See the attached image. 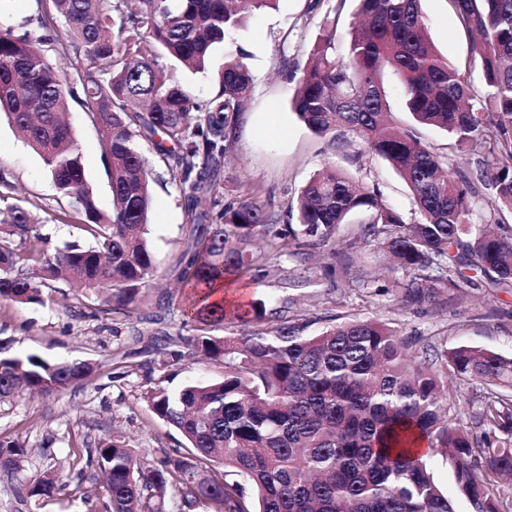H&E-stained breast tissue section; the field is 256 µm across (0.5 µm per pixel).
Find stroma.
<instances>
[{"mask_svg":"<svg viewBox=\"0 0 512 512\" xmlns=\"http://www.w3.org/2000/svg\"><path fill=\"white\" fill-rule=\"evenodd\" d=\"M421 8L439 51L464 73L473 93L482 95L484 80L472 61L471 41L459 29L449 0H422ZM358 9V0H279L277 9L255 15L235 34L234 46L250 55L253 82L239 118L240 136L224 168L225 198L253 191L283 224L299 189L330 163L354 173L366 185L378 186L386 203L406 223L417 221L407 185L385 160L363 152L356 141L331 148L291 109L300 67L323 27L335 23L336 50L344 52ZM44 11V0H0V26L19 37L38 38L44 34L40 25ZM67 118L97 206L110 212L112 194L97 129L78 103H71ZM419 136L435 151L451 152L479 192L474 221L485 223L493 189L484 176L480 149L449 151L447 134L435 128H420ZM141 149L156 177L149 232L155 287L148 301L129 315L102 314L94 295L64 280L47 284L39 304L0 301V339L12 340L14 350L58 361L86 360L96 366L82 387L43 394L20 387L0 398V439L19 441L28 449L26 477L35 479L51 471L60 484L52 499L35 501L21 497L16 478L0 470V512H102L106 495L97 479L95 449L113 430L122 431L152 461L185 447L180 434L152 412L144 394L173 381L167 371L158 370L163 355L149 336L159 330L175 336L182 330L180 306H167L163 294L178 289L174 266L188 217L165 161L152 145L142 144ZM0 173L9 177L17 197L40 219L37 236L22 241L24 250L39 248L42 235L58 246L85 242L81 215L56 221L66 200L59 196L41 157L3 116ZM366 221V214L356 213L344 224L341 257L332 278L325 274L320 258L283 254L277 237H264L262 248L277 254L279 261L255 272L256 284L248 299L264 300L271 312L290 305L308 335L333 323L378 318L402 335L434 338L442 349L468 344L512 354V288L489 294L468 285L445 295L437 306L398 308L396 285L406 277L392 270L378 243L355 240L359 225Z\"/></svg>","mask_w":512,"mask_h":512,"instance_id":"35a3bbf8","label":"stroma"}]
</instances>
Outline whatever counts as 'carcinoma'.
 Returning a JSON list of instances; mask_svg holds the SVG:
<instances>
[{"mask_svg":"<svg viewBox=\"0 0 512 512\" xmlns=\"http://www.w3.org/2000/svg\"><path fill=\"white\" fill-rule=\"evenodd\" d=\"M40 20L67 22L65 41L20 38L0 28V111L19 129L71 206L84 215L91 246L66 243L22 253L8 245L24 238L35 219L19 203L0 223V300L41 304L42 287L67 279L100 298L107 311L137 307L153 287L154 258L147 234L153 171L138 148L150 142L179 184L189 217L177 282L185 296L183 325L194 334L168 339L188 351L165 352L162 367L190 354L224 361L220 381H190L146 393L153 412L187 441L191 452L157 462L112 434L95 448L105 512H165L164 487L177 485L179 512H454L428 461L413 453L415 437L449 452L458 492L470 512H505L493 491L512 482V356L479 346L440 351L403 336L379 319L346 321L305 336L289 311L265 321L264 303L229 313L211 298L228 276L274 258L252 249L276 217L254 197L223 201L221 176L238 118L251 90L250 55L224 53L218 91L196 101L167 76L165 57L195 73L209 70L215 52L243 30L247 14L276 0H50ZM460 27L472 36L485 82L475 97L459 68L431 39L420 0H359L360 20L346 53L326 26L315 41L291 98L309 131L333 142L352 136L386 160L407 184L419 220L404 222L379 189L328 164L301 188L297 223L277 232L288 254L310 249L336 259L340 226L368 215L360 240L379 242L410 276L400 306L436 304L457 280L497 292L512 288V233L472 222L479 198L470 178L447 156L425 146L413 126L392 120L389 79L401 84L414 120L438 128L463 149L478 145L494 191L491 223L512 212V0H451ZM71 50L87 61L81 89L61 76L51 52ZM80 99L98 128L112 212L103 213L87 186L71 129L61 115ZM482 274L473 281L461 268ZM234 318L246 329L214 336ZM87 361H50L20 354L0 340V396L26 387L44 393L81 386ZM486 386L468 420L449 401L465 384ZM26 448L0 440V469L25 470ZM35 493L57 491L46 473Z\"/></svg>","mask_w":512,"mask_h":512,"instance_id":"carcinoma-1","label":"carcinoma"}]
</instances>
